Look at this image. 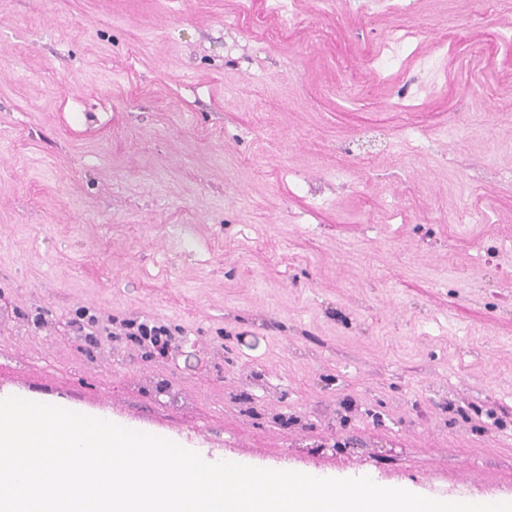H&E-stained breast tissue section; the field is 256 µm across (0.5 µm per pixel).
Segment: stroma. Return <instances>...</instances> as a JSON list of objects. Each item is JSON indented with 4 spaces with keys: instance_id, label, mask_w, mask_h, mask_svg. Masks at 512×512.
Listing matches in <instances>:
<instances>
[{
    "instance_id": "35a3bbf8",
    "label": "stroma",
    "mask_w": 512,
    "mask_h": 512,
    "mask_svg": "<svg viewBox=\"0 0 512 512\" xmlns=\"http://www.w3.org/2000/svg\"><path fill=\"white\" fill-rule=\"evenodd\" d=\"M0 0V395L215 461L512 502V52L478 0ZM372 89L367 53L417 17ZM415 154L389 148L404 127ZM488 223L461 226L462 201ZM177 331L171 364L71 335ZM50 311L32 331L25 313ZM180 406L162 404L157 382ZM452 36V31L444 29L442 31L432 30L427 23H418L408 29H395L391 31L388 41L391 45L400 49H407L414 42H432L437 47H447L448 37ZM115 320L98 309L81 307L76 317L68 322L69 331L74 336H84L86 342L99 345L101 336H108L112 340L115 336H131L140 345L156 350L170 341V330L153 319L135 317L124 319L120 328L114 327Z\"/></svg>"
}]
</instances>
